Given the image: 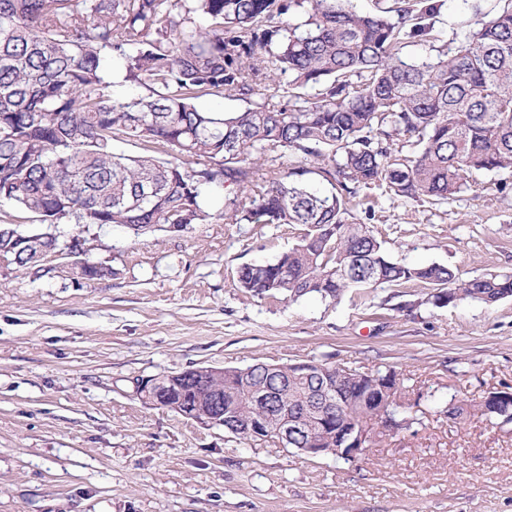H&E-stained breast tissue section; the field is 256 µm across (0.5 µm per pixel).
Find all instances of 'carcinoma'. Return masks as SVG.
Returning <instances> with one entry per match:
<instances>
[{"label":"carcinoma","mask_w":512,"mask_h":512,"mask_svg":"<svg viewBox=\"0 0 512 512\" xmlns=\"http://www.w3.org/2000/svg\"><path fill=\"white\" fill-rule=\"evenodd\" d=\"M494 2L486 12L474 6L446 57L408 63L404 50L430 39L438 6L429 0H393L373 13L350 0H0V200L47 224L153 232L206 224L212 189L253 185L249 205L231 199L220 216L303 226L276 260L239 269L241 288L255 296L335 301L352 288L418 281L434 287L436 307L494 305L512 297L511 272L462 279L440 264H400L347 207L355 188L371 184L442 204L464 189L466 173L512 169V0ZM282 15L288 23L276 22ZM128 83L145 92L115 97ZM226 92L260 101L243 112L198 107ZM279 92L302 105L278 107ZM400 136L412 153L395 146ZM121 140L141 153L115 152ZM275 149L325 164L285 170L266 157ZM58 247L40 234L16 266ZM319 366L336 375L326 420L304 408L328 378L290 364L155 383L185 408L210 389L224 394V430L246 445L275 441L279 415L304 411L306 429L286 447L334 456L336 428L367 418L384 388L398 426L406 422L395 370ZM257 391L270 398L263 411ZM446 413L487 415L482 401Z\"/></svg>","instance_id":"1"}]
</instances>
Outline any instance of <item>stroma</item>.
<instances>
[{
    "label": "stroma",
    "instance_id": "35a3bbf8",
    "mask_svg": "<svg viewBox=\"0 0 512 512\" xmlns=\"http://www.w3.org/2000/svg\"><path fill=\"white\" fill-rule=\"evenodd\" d=\"M434 44L474 0H441ZM212 219L137 236L115 226L44 224L12 204L0 215L54 235L61 257L38 275L0 265V512H512V424L449 404L512 386V298L488 307L428 304L420 282L347 291L335 303L246 292L238 269L295 244L297 224ZM349 209L409 266L472 278L512 271V171H478L448 203L358 188ZM81 245L109 276L76 279ZM326 361L389 367L410 387L407 428L352 461L311 458L274 442L240 443L160 406L137 380L187 369Z\"/></svg>",
    "mask_w": 512,
    "mask_h": 512
}]
</instances>
